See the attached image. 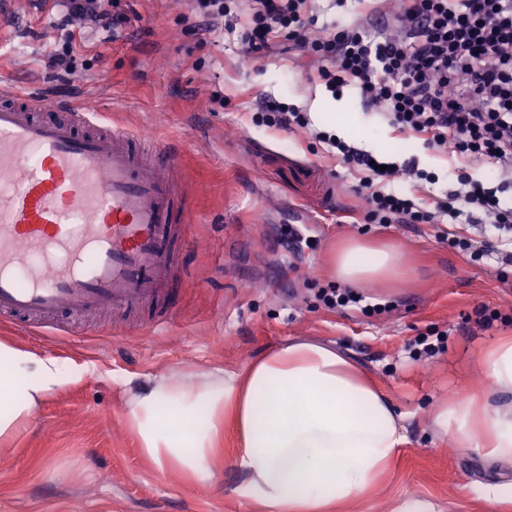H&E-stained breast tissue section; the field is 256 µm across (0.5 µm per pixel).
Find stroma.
Returning a JSON list of instances; mask_svg holds the SVG:
<instances>
[{
	"label": "stroma",
	"mask_w": 512,
	"mask_h": 512,
	"mask_svg": "<svg viewBox=\"0 0 512 512\" xmlns=\"http://www.w3.org/2000/svg\"><path fill=\"white\" fill-rule=\"evenodd\" d=\"M130 21L112 33L78 22L72 70L47 65L63 34L60 0H17L0 27V82L39 92L44 104L71 101L143 136L180 148L188 195L187 273L176 316L162 331L115 330L111 315L33 335L0 327V341L75 365L76 383L47 397L29 427L0 442V512H244L230 463L200 486L159 472L126 424L129 378L217 368L241 370L294 339L333 346L351 358L405 417L407 443L390 471L343 512H395L425 498L435 512H492L477 486L512 484V463L482 458L433 432L437 405L475 389L491 390L479 364L512 336V266L448 248L430 224H367L356 179L327 145L302 131L255 125L265 99L312 113L332 105L335 133L388 160L434 172V195L455 189L449 154L392 128L363 107L357 90L332 96L306 80L307 59L286 51L242 59L240 38L200 40L190 0H122ZM312 217L313 243L284 244L295 218ZM358 240L397 246L405 271L395 281L359 286L388 310L326 308L321 289L340 286L333 258ZM441 333L439 352L413 359L422 336Z\"/></svg>",
	"instance_id": "obj_1"
}]
</instances>
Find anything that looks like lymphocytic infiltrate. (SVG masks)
I'll use <instances>...</instances> for the list:
<instances>
[{"label":"lymphocytic infiltrate","mask_w":512,"mask_h":512,"mask_svg":"<svg viewBox=\"0 0 512 512\" xmlns=\"http://www.w3.org/2000/svg\"><path fill=\"white\" fill-rule=\"evenodd\" d=\"M364 0L355 23L317 27L318 0H192L202 39L239 28L244 59L282 48L307 53L310 83L333 93L358 91L362 103L378 109L392 126L431 148H452L459 187L433 206L389 192L397 179L434 183L430 173L384 160L314 130L306 113L278 100L262 101L256 123L284 130H310L334 149L341 166L355 172L356 193L365 202L368 224H448L483 218L492 232L477 241L452 231L449 248L474 260L500 255L512 208L499 195L512 188V0ZM61 27L88 20L106 31L125 26L120 0H65ZM489 165L499 182L487 186L470 171Z\"/></svg>","instance_id":"1"}]
</instances>
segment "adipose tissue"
I'll return each instance as SVG.
<instances>
[{
	"label": "adipose tissue",
	"mask_w": 512,
	"mask_h": 512,
	"mask_svg": "<svg viewBox=\"0 0 512 512\" xmlns=\"http://www.w3.org/2000/svg\"><path fill=\"white\" fill-rule=\"evenodd\" d=\"M401 267L396 248L352 243L335 271L359 285ZM81 377L56 357L1 341L0 440L18 436L40 402ZM124 401L140 453L199 485L213 480L224 427L233 424L231 465L241 476L233 493L260 512H333L365 496L407 442L388 397L342 352L313 341L284 344L239 372L129 380ZM432 425L478 456L512 460V405L471 394L445 403Z\"/></svg>",
	"instance_id": "ef3b65f1"
}]
</instances>
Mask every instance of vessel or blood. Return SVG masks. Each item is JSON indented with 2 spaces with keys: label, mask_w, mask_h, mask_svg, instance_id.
Wrapping results in <instances>:
<instances>
[{
  "label": "vessel or blood",
  "mask_w": 512,
  "mask_h": 512,
  "mask_svg": "<svg viewBox=\"0 0 512 512\" xmlns=\"http://www.w3.org/2000/svg\"><path fill=\"white\" fill-rule=\"evenodd\" d=\"M171 143L0 86V323L175 314L188 201Z\"/></svg>",
  "instance_id": "obj_1"
}]
</instances>
